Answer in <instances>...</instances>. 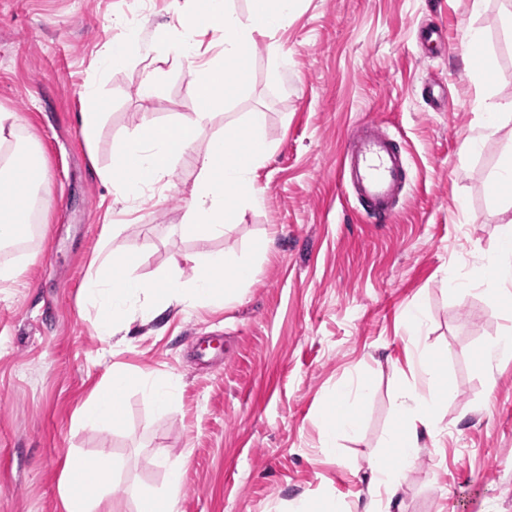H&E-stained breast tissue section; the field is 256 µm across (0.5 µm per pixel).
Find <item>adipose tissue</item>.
<instances>
[{
	"label": "adipose tissue",
	"mask_w": 512,
	"mask_h": 512,
	"mask_svg": "<svg viewBox=\"0 0 512 512\" xmlns=\"http://www.w3.org/2000/svg\"><path fill=\"white\" fill-rule=\"evenodd\" d=\"M298 0H249L246 12H238L232 0H170L176 18L165 37L152 51L156 60L172 62L189 70L196 84L193 107L198 119L211 116L222 101L237 98L244 89L245 74L258 38L273 36L287 27L296 14ZM219 37L223 48L210 60H202L204 36ZM475 68L476 102L482 112L486 134L498 133L512 122V101L495 102L485 95L497 61L485 55ZM267 115L255 110L244 113L233 134H215L197 149L196 122L163 124L146 117L134 133L114 146L112 162L98 169V176L112 186L115 203L153 198L173 186L175 162L186 152L199 156V172L186 196L178 224L187 236L212 240L238 219L242 207H260L264 192L257 171L273 151L266 135ZM19 113L0 108V248L15 246L39 217L49 209L46 192V162L36 142L22 135ZM255 277L251 262L215 253L194 260L192 276L182 279L168 274L154 280L137 272L134 255L114 250L92 270L83 290L93 313L94 327L104 343L127 334L133 317L155 319L171 305L224 307L235 303ZM490 287L495 299H512V228L497 241L493 251L457 282L468 292ZM409 364L417 382L402 390L394 401V416L382 454L370 463L372 486L384 492L380 508L365 506L363 512H393L398 487L405 482L424 439L439 432V410L448 393L439 362L421 342L426 336V313L421 305L408 312ZM139 386L143 396L161 414L171 408L176 387L146 375L135 376L116 367L94 389L88 406L80 412L83 423L110 425L121 422L123 397L129 386ZM368 382L342 388L328 397L322 408L320 445L324 454L337 455L338 437L356 434ZM186 466L168 468V490L154 495L135 492L136 512H178L179 490ZM109 473L104 460H96L88 472L80 463L68 461L64 487L67 512H98L105 498Z\"/></svg>",
	"instance_id": "ef3b65f1"
}]
</instances>
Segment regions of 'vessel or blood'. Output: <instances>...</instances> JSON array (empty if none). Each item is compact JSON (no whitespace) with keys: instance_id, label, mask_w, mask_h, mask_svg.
Segmentation results:
<instances>
[{"instance_id":"vessel-or-blood-1","label":"vessel or blood","mask_w":512,"mask_h":512,"mask_svg":"<svg viewBox=\"0 0 512 512\" xmlns=\"http://www.w3.org/2000/svg\"><path fill=\"white\" fill-rule=\"evenodd\" d=\"M341 177L364 213L379 223L395 217L397 200L412 182L401 142L369 118L356 125L346 143Z\"/></svg>"}]
</instances>
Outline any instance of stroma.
<instances>
[{"instance_id":"obj_1","label":"stroma","mask_w":512,"mask_h":512,"mask_svg":"<svg viewBox=\"0 0 512 512\" xmlns=\"http://www.w3.org/2000/svg\"><path fill=\"white\" fill-rule=\"evenodd\" d=\"M167 0H0V107L18 112L46 160L51 207L39 233L0 262L25 272L0 287V512H65L64 464L100 457L112 468L107 512H136L129 487L167 489L166 467L185 462L179 512H287L309 498L348 506L370 496V460L390 429L395 394L411 383L406 311L422 302L427 345L445 348L448 401L443 432L428 441L397 493L402 512H512V358L486 374L478 356L512 328V309L484 290L447 286L476 265L504 230L491 178L512 150V124L477 154L462 146L480 122L466 26L485 32L497 70L487 92L512 100V33L502 18L512 0H303L278 41L274 66L259 39L241 99L196 119L188 72L162 64L153 98L138 94L152 58L98 71L106 41L123 37L117 18L140 17L144 40L167 30ZM440 30L434 44L422 28ZM97 81L104 120L88 151L79 116L85 85ZM434 85L442 109L421 96ZM259 109L275 146L257 172L258 209H244L223 238L180 235V186L198 174L183 154L168 198L147 199L142 220L113 241L139 252L153 279L189 258L226 252L252 261L253 283L226 308H171L136 320L106 349L82 301L89 264L113 196L95 168L133 133L143 113L197 121L199 145ZM401 138L413 182L391 224L367 218L343 186L345 138L364 116ZM270 239L266 253L257 242ZM155 379L175 377L179 394L156 413L138 387L112 427L80 424L77 410L112 366ZM365 378L372 391L361 429L320 451L323 401Z\"/></svg>"}]
</instances>
